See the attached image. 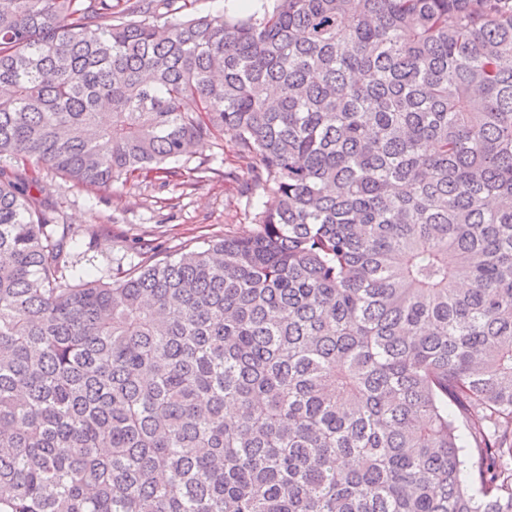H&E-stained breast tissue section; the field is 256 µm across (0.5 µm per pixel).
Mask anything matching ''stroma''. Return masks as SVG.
Here are the masks:
<instances>
[{
    "mask_svg": "<svg viewBox=\"0 0 512 512\" xmlns=\"http://www.w3.org/2000/svg\"><path fill=\"white\" fill-rule=\"evenodd\" d=\"M237 165L236 147L225 135L200 142L180 162L181 178L166 184L118 180L90 189L65 183L46 169L37 176L51 216L74 230L68 250L76 273L89 271L107 282L130 265L174 258L227 234L250 233L267 198L259 191L242 193L237 180L225 178ZM198 166L207 173L196 180L191 171Z\"/></svg>",
    "mask_w": 512,
    "mask_h": 512,
    "instance_id": "obj_1",
    "label": "stroma"
}]
</instances>
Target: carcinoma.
Masks as SVG:
<instances>
[{
  "mask_svg": "<svg viewBox=\"0 0 512 512\" xmlns=\"http://www.w3.org/2000/svg\"><path fill=\"white\" fill-rule=\"evenodd\" d=\"M193 4L0 0V159L270 199L105 282L0 168V512H512V0ZM249 11H239L228 0H195L194 12L196 15L225 14L228 17L243 16L255 11H262L263 6L272 7L273 1H254Z\"/></svg>",
  "mask_w": 512,
  "mask_h": 512,
  "instance_id": "carcinoma-1",
  "label": "carcinoma"
}]
</instances>
